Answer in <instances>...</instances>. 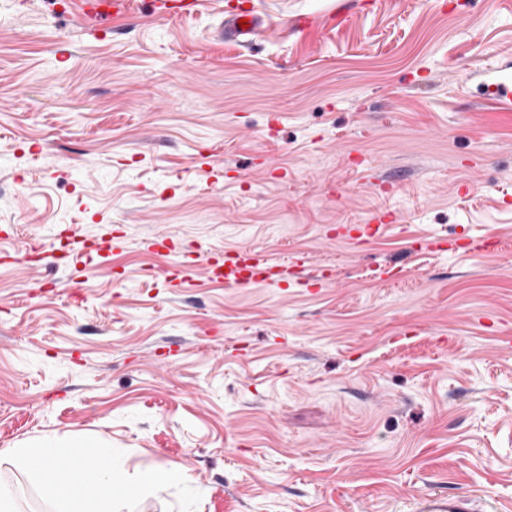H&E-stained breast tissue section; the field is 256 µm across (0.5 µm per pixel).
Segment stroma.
Instances as JSON below:
<instances>
[{
    "instance_id": "35a3bbf8",
    "label": "stroma",
    "mask_w": 512,
    "mask_h": 512,
    "mask_svg": "<svg viewBox=\"0 0 512 512\" xmlns=\"http://www.w3.org/2000/svg\"><path fill=\"white\" fill-rule=\"evenodd\" d=\"M227 0L113 34L0 0V452L94 437L117 512H512V0ZM391 214L361 241L346 225ZM262 251L319 288H228ZM16 512H54L10 462ZM224 15V25L219 30V37L222 40L225 39L246 49L256 46L265 28L253 2L249 0L241 3L228 2ZM240 19H247V23H240ZM240 24H249V27L243 28ZM208 262L215 278L223 280L226 285H272L284 282L275 276L285 265L273 262L262 251L239 253L224 250V254H221L218 259L210 256ZM245 266L254 268L256 273L253 275L244 273ZM487 501L474 495L455 493L429 500L426 510L421 512H491Z\"/></svg>"
}]
</instances>
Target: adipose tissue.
Instances as JSON below:
<instances>
[{"label": "adipose tissue", "instance_id": "adipose-tissue-1", "mask_svg": "<svg viewBox=\"0 0 512 512\" xmlns=\"http://www.w3.org/2000/svg\"><path fill=\"white\" fill-rule=\"evenodd\" d=\"M8 457L34 482L55 489L56 512H112L116 495L135 499L178 476L175 466L157 465L135 480H122L114 449L81 438L56 445L30 441L10 449Z\"/></svg>", "mask_w": 512, "mask_h": 512}]
</instances>
